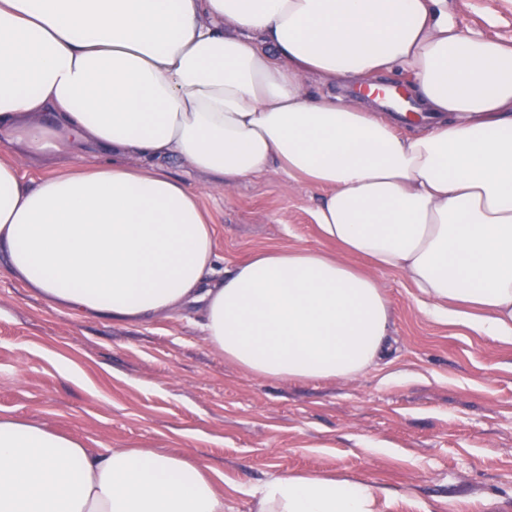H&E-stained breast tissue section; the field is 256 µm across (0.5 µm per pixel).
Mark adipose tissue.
I'll list each match as a JSON object with an SVG mask.
<instances>
[{"label": "adipose tissue", "mask_w": 512, "mask_h": 512, "mask_svg": "<svg viewBox=\"0 0 512 512\" xmlns=\"http://www.w3.org/2000/svg\"><path fill=\"white\" fill-rule=\"evenodd\" d=\"M390 75L425 129L328 91ZM54 156L65 170L25 181L19 159ZM172 158L223 189L274 166L309 183L341 254L266 249L211 277L215 228ZM0 256L82 320L196 309L205 342L264 378L388 362L390 303L358 257L512 341V43L458 27L448 0H0ZM248 495L251 512H380L372 483L315 471ZM0 512H224V492L201 460L0 416Z\"/></svg>", "instance_id": "obj_1"}]
</instances>
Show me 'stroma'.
Returning a JSON list of instances; mask_svg holds the SVG:
<instances>
[{
	"instance_id": "35a3bbf8",
	"label": "stroma",
	"mask_w": 512,
	"mask_h": 512,
	"mask_svg": "<svg viewBox=\"0 0 512 512\" xmlns=\"http://www.w3.org/2000/svg\"><path fill=\"white\" fill-rule=\"evenodd\" d=\"M461 26L512 41V0H448ZM215 226L219 269L270 248L334 250L322 193L278 169L217 190L177 161ZM397 340L391 364L349 378L270 380L225 361L196 316L80 320L26 293L0 262V416L89 448H154L210 464L229 512L288 472L390 490L381 512H512V344L433 318L399 272L377 273Z\"/></svg>"
}]
</instances>
